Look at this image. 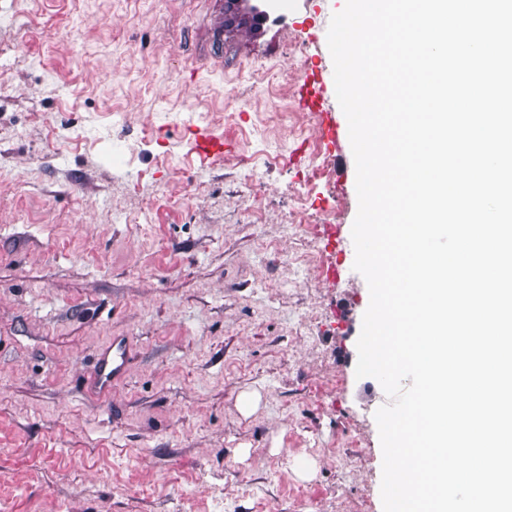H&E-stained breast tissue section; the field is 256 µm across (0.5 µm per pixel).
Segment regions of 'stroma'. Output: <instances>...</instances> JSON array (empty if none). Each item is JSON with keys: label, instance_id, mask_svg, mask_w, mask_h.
<instances>
[{"label": "stroma", "instance_id": "1", "mask_svg": "<svg viewBox=\"0 0 512 512\" xmlns=\"http://www.w3.org/2000/svg\"><path fill=\"white\" fill-rule=\"evenodd\" d=\"M207 9L0 0V512H383L350 140L341 172L295 40L191 75ZM191 147L199 156L208 158L220 155L224 150L231 151L234 148V142L215 136L209 131L200 130L194 134ZM133 352L134 343L129 336L113 338L98 352L95 365L85 378L87 386L98 398L106 400L110 396L112 387L125 376Z\"/></svg>", "mask_w": 512, "mask_h": 512}]
</instances>
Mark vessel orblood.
<instances>
[{"label": "vessel or blood", "instance_id": "obj_1", "mask_svg": "<svg viewBox=\"0 0 512 512\" xmlns=\"http://www.w3.org/2000/svg\"><path fill=\"white\" fill-rule=\"evenodd\" d=\"M210 9L197 56L220 68L225 56L263 58L277 56L287 35L305 41L303 17L310 0H209ZM332 61L305 57L302 81L297 87L300 107L315 111L320 95V73L332 70ZM191 147L202 157L217 156L232 150V141L201 130L195 133ZM134 343L131 337L113 338L102 348L92 371L86 377L89 389L100 399H107L113 386L122 379L131 362Z\"/></svg>", "mask_w": 512, "mask_h": 512}]
</instances>
